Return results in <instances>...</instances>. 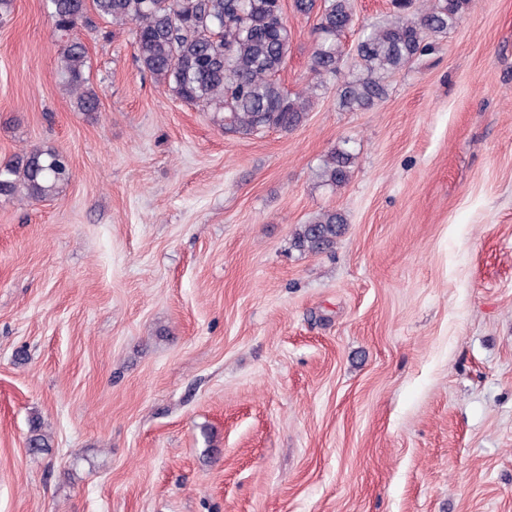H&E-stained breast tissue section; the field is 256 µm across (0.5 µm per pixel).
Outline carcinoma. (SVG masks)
I'll use <instances>...</instances> for the list:
<instances>
[{"mask_svg": "<svg viewBox=\"0 0 512 512\" xmlns=\"http://www.w3.org/2000/svg\"><path fill=\"white\" fill-rule=\"evenodd\" d=\"M472 0H396L390 18L365 29L355 46L356 75L338 86L340 104L366 110L387 93L385 80L432 51L433 39L448 33ZM55 30L65 42L58 56L62 87L79 112L99 111L90 81V60L79 31L93 18L135 25V59L155 83L185 103L222 115L224 129L240 135L265 130L290 132L313 106L318 88L340 75L343 38L356 25L355 0H292V9L316 18L309 71L317 83L304 93L283 88L292 32L282 0H44ZM353 154L333 148L319 177L332 189L350 179ZM73 176L66 154L35 146L0 163V197L43 201L56 196ZM347 224L337 210L319 212L299 226L293 247L322 253L336 245Z\"/></svg>", "mask_w": 512, "mask_h": 512, "instance_id": "cac0c4a2", "label": "carcinoma"}]
</instances>
